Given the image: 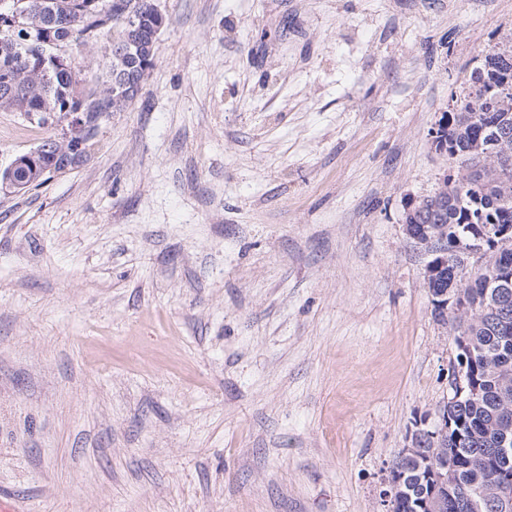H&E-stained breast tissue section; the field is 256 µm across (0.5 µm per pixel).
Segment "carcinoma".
<instances>
[{
  "label": "carcinoma",
  "mask_w": 512,
  "mask_h": 512,
  "mask_svg": "<svg viewBox=\"0 0 512 512\" xmlns=\"http://www.w3.org/2000/svg\"><path fill=\"white\" fill-rule=\"evenodd\" d=\"M155 0H54L53 39L68 53V69L56 74L50 84L34 74L36 59L27 54L24 30L15 32L18 52L8 60L0 56V80L8 73L20 92L0 93V111L17 112L30 125L46 127L41 114L61 116L65 101L88 115L93 131L83 147L88 152L96 142L100 114L125 112L134 100L109 90L111 70L126 68L127 57L110 54L104 63L105 79L89 73L75 62L74 50L96 39L105 29H112V48L122 46L129 34V21L140 19L142 48L141 81H146L154 66L156 44L150 35L157 18L153 16ZM82 14L85 25L72 30L63 25L70 15ZM457 108L448 113V142L457 173H469L467 183L448 184V199L436 201L438 210L416 215L417 223L426 224L444 237L448 247L456 240L473 237L486 224H499L511 232L494 241L485 253L473 259L470 267L458 272L448 267L432 280L439 288H458L469 311L448 313L456 335L466 337L472 354L466 358L464 371L468 382L480 397H463L449 409L451 425L444 439L450 453L449 481L453 497L442 492L443 512H495L484 507L479 511L470 504L482 501L499 472L500 459L491 449L512 448L501 434L504 415L512 416V332L503 333L495 324L494 293L491 284L503 276L501 260L512 257V29L502 33L481 66L470 74L467 85L456 98ZM37 118H29L30 114ZM417 457L397 455L393 466L409 474L416 469L428 470L431 445L417 444ZM412 496L419 502L431 499L434 486L426 479L412 483Z\"/></svg>",
  "instance_id": "carcinoma-1"
}]
</instances>
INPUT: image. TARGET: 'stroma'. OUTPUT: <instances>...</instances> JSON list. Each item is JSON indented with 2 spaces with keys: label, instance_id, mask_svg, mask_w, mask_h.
Listing matches in <instances>:
<instances>
[{
  "label": "stroma",
  "instance_id": "1",
  "mask_svg": "<svg viewBox=\"0 0 512 512\" xmlns=\"http://www.w3.org/2000/svg\"><path fill=\"white\" fill-rule=\"evenodd\" d=\"M157 5L135 105L79 166L0 190V491L18 512H385L455 359L404 215L512 0ZM46 135L0 112V168Z\"/></svg>",
  "mask_w": 512,
  "mask_h": 512
}]
</instances>
